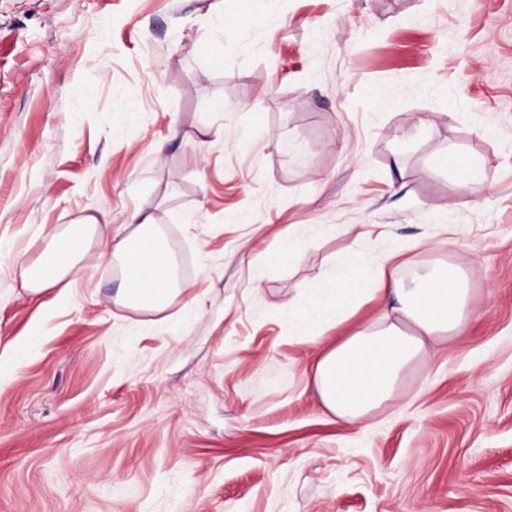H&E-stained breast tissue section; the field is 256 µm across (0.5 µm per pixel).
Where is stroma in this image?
Returning <instances> with one entry per match:
<instances>
[{"mask_svg":"<svg viewBox=\"0 0 512 512\" xmlns=\"http://www.w3.org/2000/svg\"><path fill=\"white\" fill-rule=\"evenodd\" d=\"M138 211L170 320L96 244L25 295L49 230ZM0 240V512H512V0H0ZM396 250L475 317L343 423L288 308ZM435 165L452 169L466 183L479 184L481 177L477 165L470 159L454 152H444L434 159Z\"/></svg>","mask_w":512,"mask_h":512,"instance_id":"1","label":"stroma"}]
</instances>
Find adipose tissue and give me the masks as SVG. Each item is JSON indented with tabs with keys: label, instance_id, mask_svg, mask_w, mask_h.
<instances>
[{
	"label": "adipose tissue",
	"instance_id": "adipose-tissue-1",
	"mask_svg": "<svg viewBox=\"0 0 512 512\" xmlns=\"http://www.w3.org/2000/svg\"><path fill=\"white\" fill-rule=\"evenodd\" d=\"M130 221L133 230L121 238H104L93 216L51 231L39 260L24 270L26 295L37 302L53 290L58 299H68L71 283L84 271V250L97 239L123 266L124 286L115 304L156 314L167 311L185 291L174 259L151 215L138 212ZM394 261L391 254L363 259L343 280L322 282L288 311L297 335L320 345L312 384L321 404L339 421L361 422L390 406L406 373L426 357L429 343L460 339L467 332L473 297L470 266L440 260L401 278L386 271ZM375 296L384 305L378 318L322 342L317 328L323 319L343 322Z\"/></svg>",
	"mask_w": 512,
	"mask_h": 512
}]
</instances>
